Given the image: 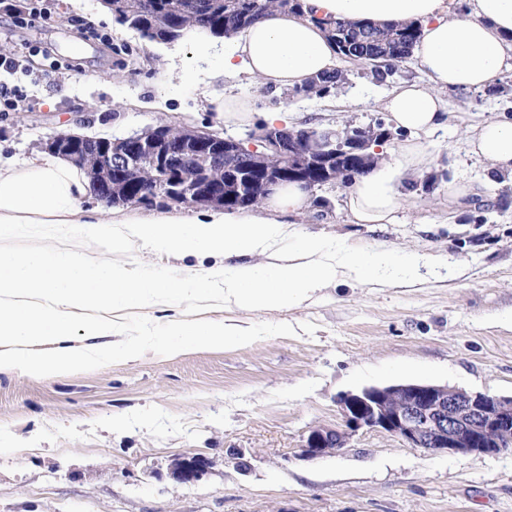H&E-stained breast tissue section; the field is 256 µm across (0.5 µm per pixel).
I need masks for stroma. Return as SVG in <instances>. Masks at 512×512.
<instances>
[{"mask_svg":"<svg viewBox=\"0 0 512 512\" xmlns=\"http://www.w3.org/2000/svg\"><path fill=\"white\" fill-rule=\"evenodd\" d=\"M47 3L51 17L12 24L13 0H0V55L24 84L26 105L0 114V154L45 153L56 133L126 137L170 124L223 132L204 84L159 80L156 62L204 68L180 42L150 43L116 24L100 0ZM335 98L301 99L236 83L259 107H292L297 126L341 128L387 121L380 101L398 82L418 78L414 62L376 81L349 64ZM448 127L432 136L430 175L400 186L413 204L393 224H353L342 184L312 190L319 202L294 230L365 251L442 258L456 278L429 269L417 288L331 287L290 310L225 311L223 301L187 310L166 304L123 312L122 330L73 347L124 348L195 319L231 318L253 339L235 349L199 348L171 357L150 349L133 357L40 379L0 371V512H512V449L497 455L436 453L362 429L336 454L307 458L310 428L337 427L339 394L370 385L427 381L469 392L512 396V177L473 157L465 127L512 119V89L449 92ZM479 196L448 205L450 180ZM46 247L89 262L128 264L159 279L212 259H177L129 240L120 251L70 224L0 236V248L25 255ZM238 456H230V449ZM208 458L205 475L184 484L171 469L183 456Z\"/></svg>","mask_w":512,"mask_h":512,"instance_id":"1","label":"stroma"}]
</instances>
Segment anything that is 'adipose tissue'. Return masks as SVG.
Returning <instances> with one entry per match:
<instances>
[{"label":"adipose tissue","instance_id":"obj_1","mask_svg":"<svg viewBox=\"0 0 512 512\" xmlns=\"http://www.w3.org/2000/svg\"><path fill=\"white\" fill-rule=\"evenodd\" d=\"M298 12L273 9L215 45L203 27L184 35L196 57L208 60L206 101L225 128L239 129L262 121L270 127L290 123L287 107L258 109L257 101L237 94L239 76L260 90L296 89L311 78L336 71L341 58L320 25V18L371 22L387 26L415 22L421 36L412 57L420 79L404 81L381 101L395 128L410 132L399 143L397 164L383 163L358 177L348 189L344 209L355 224H392L408 200L397 182L403 175L430 168L428 137L448 125L451 90L481 91L512 68V0H468L466 14L451 13L448 0H302ZM470 152L491 169L512 176V119H486L468 125ZM91 194L86 174L70 160L41 156L14 162L0 159V224L17 232L30 224H84L102 233V221H85L83 201ZM311 198L295 184L274 187L258 204L244 210L214 208L191 219L158 220L123 214L119 223L128 237L173 256L196 244L224 265V305L255 311L293 309L326 288L358 283L371 287L388 282L392 252L372 254L334 246L317 236L299 238L292 252L276 265L254 262L270 255L287 235L281 214H304ZM211 289L210 274L199 271L159 281L115 263L89 265L59 251L24 256L0 248V370L48 375L111 358L110 350L90 356L67 347L76 308H93L82 324L84 335H114L112 312L146 307L164 300L191 303ZM249 333L233 324L198 321L183 330L168 349L239 347Z\"/></svg>","mask_w":512,"mask_h":512}]
</instances>
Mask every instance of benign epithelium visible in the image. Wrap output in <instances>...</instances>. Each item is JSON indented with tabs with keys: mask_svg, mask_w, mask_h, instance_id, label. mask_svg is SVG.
<instances>
[{
	"mask_svg": "<svg viewBox=\"0 0 512 512\" xmlns=\"http://www.w3.org/2000/svg\"><path fill=\"white\" fill-rule=\"evenodd\" d=\"M173 127L161 125L146 134H134L109 141L96 137L57 134L46 143L47 149L64 158L91 157L90 178L101 198L112 199L120 184L112 176L134 172V158L157 169L156 181L130 199L146 204L157 198L184 204L195 199L215 208L224 207V188L213 182L209 170L224 165L227 150L248 152L259 164L255 140L265 138L268 149L288 160V176L266 173L260 191L288 181L312 190L315 182L307 167H327V148L333 144V132L311 128L290 131L279 128L268 134H254L247 142L218 137L210 132L180 129L182 144L171 149ZM372 135L346 137L340 147L349 152L370 148ZM343 426L314 427L308 431L303 455H331L345 447L361 429L380 430L396 436L413 448L431 452L478 453L497 455L512 445V397L488 392L469 393L446 385L407 382L364 387L339 398ZM206 457L195 454L177 459L171 475L178 482L200 479L207 471Z\"/></svg>",
	"mask_w": 512,
	"mask_h": 512,
	"instance_id": "1",
	"label": "benign epithelium"
}]
</instances>
